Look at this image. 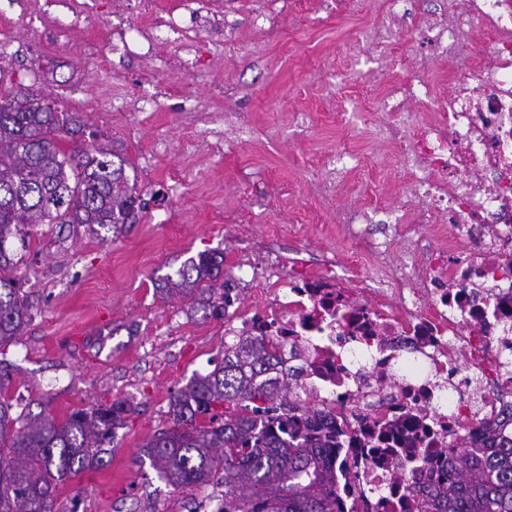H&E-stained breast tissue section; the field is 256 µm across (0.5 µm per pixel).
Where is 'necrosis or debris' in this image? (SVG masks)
Returning a JSON list of instances; mask_svg holds the SVG:
<instances>
[{"mask_svg": "<svg viewBox=\"0 0 512 512\" xmlns=\"http://www.w3.org/2000/svg\"><path fill=\"white\" fill-rule=\"evenodd\" d=\"M425 25L434 55L467 57L466 74L438 87L429 60L392 86L383 135L402 147L410 178L389 211L395 226L449 221L458 235L423 265L388 264L387 241L362 237L373 208L340 211L376 259L375 284L357 285L333 261L288 263L282 293L242 315L228 336L265 335L304 372L302 392L343 432L353 512H417L415 490L394 492L397 463L432 483L446 450L488 422L512 426V0H443ZM489 41L476 45L475 34ZM442 89L445 105L412 130L404 103ZM389 294L390 308L368 302ZM405 365L408 378L393 381ZM393 434L392 453L371 440Z\"/></svg>", "mask_w": 512, "mask_h": 512, "instance_id": "necrosis-or-debris-1", "label": "necrosis or debris"}]
</instances>
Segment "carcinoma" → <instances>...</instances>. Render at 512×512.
<instances>
[{
	"label": "carcinoma",
	"instance_id": "carcinoma-1",
	"mask_svg": "<svg viewBox=\"0 0 512 512\" xmlns=\"http://www.w3.org/2000/svg\"><path fill=\"white\" fill-rule=\"evenodd\" d=\"M84 122L29 88L0 92V346L32 323L22 279L32 230L41 224L109 227L117 236L144 208L125 160L92 141L66 149ZM224 253L204 251L168 276L166 296L214 295ZM300 371L264 336L224 344V358L195 373L169 400L171 425L143 444L167 485H222L213 512H346L338 490L336 432L299 399ZM0 376V512H53L61 483L110 453L115 431L135 413L126 399L57 419L12 413ZM446 482L422 493L418 512H512V437L489 423L462 439L442 462Z\"/></svg>",
	"mask_w": 512,
	"mask_h": 512
}]
</instances>
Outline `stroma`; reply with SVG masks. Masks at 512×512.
<instances>
[{
	"label": "stroma",
	"instance_id": "35a3bbf8",
	"mask_svg": "<svg viewBox=\"0 0 512 512\" xmlns=\"http://www.w3.org/2000/svg\"><path fill=\"white\" fill-rule=\"evenodd\" d=\"M39 0H0V90L33 86L82 116L87 132L126 162L147 203L120 236L83 226L43 224L25 258V285L37 316L0 347L9 394L31 413L64 416L116 398L137 408L117 429L101 466L61 484L55 512H210L213 485L173 489L161 481L142 445L169 426V399L194 373L224 356V321L192 297H164L161 278L203 251L224 255V277L237 310L271 301L261 276L265 254L335 258L345 276L373 269L336 214L388 201L403 181L399 145L378 134L387 114L383 88L415 70L427 47L422 28L436 0H400L401 35L382 66L367 48L357 60L360 21L333 0H218L211 14L185 0H157L160 16L195 30L193 69L168 74L177 42L146 44L150 25L138 0H123L124 49L98 58L88 43L114 40L112 0L59 29L63 6L32 28L16 19ZM277 16L261 25L260 8ZM239 49L228 54L226 40ZM228 95L213 96V86ZM224 152L209 148L210 132ZM364 155L340 186L318 180L338 147Z\"/></svg>",
	"mask_w": 512,
	"mask_h": 512
}]
</instances>
